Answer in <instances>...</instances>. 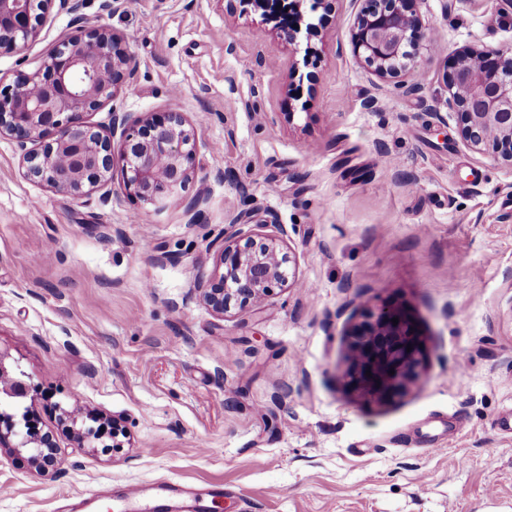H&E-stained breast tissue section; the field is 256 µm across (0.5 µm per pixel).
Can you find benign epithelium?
<instances>
[{"label":"benign epithelium","mask_w":512,"mask_h":512,"mask_svg":"<svg viewBox=\"0 0 512 512\" xmlns=\"http://www.w3.org/2000/svg\"><path fill=\"white\" fill-rule=\"evenodd\" d=\"M422 0H362L352 28L353 53L378 77L399 80L408 92L418 84L402 79L408 61L430 49V24ZM265 20L292 16L293 26H279L296 42L301 31L302 0H252ZM83 0H0V53L22 51L62 13L76 14ZM131 58L120 37L98 25L82 26L61 36L33 72L20 71L8 89H0V138L21 152L25 176L58 192L80 195L105 185L120 170L123 185L140 201L157 206L184 189L195 165L198 128L178 111L160 117L134 116L112 108L111 134L86 116L114 98L132 75ZM445 105L456 111L459 135L471 150L512 168V53L465 48L444 78ZM119 146H114V138ZM254 212L230 218L231 232L211 241L222 273L199 279L194 291L217 314L261 304L275 289L299 285L284 252L287 231L273 211L264 224L279 235L261 237L253 229ZM398 318V324L391 319ZM350 382L376 398L404 393L422 373L424 351L407 316L397 309L370 313L350 333ZM0 353V402L45 396L41 385L21 370H8ZM371 376H366V371ZM394 374H389V371ZM125 427L116 417L91 415L75 430L78 448L123 447ZM26 450L41 476L61 473L65 458L54 433L39 427L30 410L0 408V457Z\"/></svg>","instance_id":"obj_1"}]
</instances>
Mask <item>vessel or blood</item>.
Returning a JSON list of instances; mask_svg holds the SVG:
<instances>
[{
  "mask_svg": "<svg viewBox=\"0 0 512 512\" xmlns=\"http://www.w3.org/2000/svg\"><path fill=\"white\" fill-rule=\"evenodd\" d=\"M220 495L217 489L201 495L177 483H154L124 491L113 498L109 508L111 512H171L175 507L183 512H207L208 501Z\"/></svg>",
  "mask_w": 512,
  "mask_h": 512,
  "instance_id": "obj_1",
  "label": "vessel or blood"
}]
</instances>
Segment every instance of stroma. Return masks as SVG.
<instances>
[{"label": "stroma", "mask_w": 512, "mask_h": 512, "mask_svg": "<svg viewBox=\"0 0 512 512\" xmlns=\"http://www.w3.org/2000/svg\"><path fill=\"white\" fill-rule=\"evenodd\" d=\"M103 3L0 54V84L104 24L135 72L88 122L108 125L114 106L184 112L195 169L159 207L118 177L73 196L28 180L0 138V360L52 392L36 411L68 459L54 479L24 452L0 462V512L161 481L223 486L210 512H512V169L438 118L452 58L512 50V5L424 0L436 44L411 62L408 94L354 56L358 0L325 19L304 0L324 27L294 45L247 4ZM246 208L277 213L301 285L221 316L193 287ZM383 308L405 311L425 350L420 379L388 401L346 375L352 327ZM61 406L124 416L133 461L75 447Z\"/></svg>", "instance_id": "1"}]
</instances>
